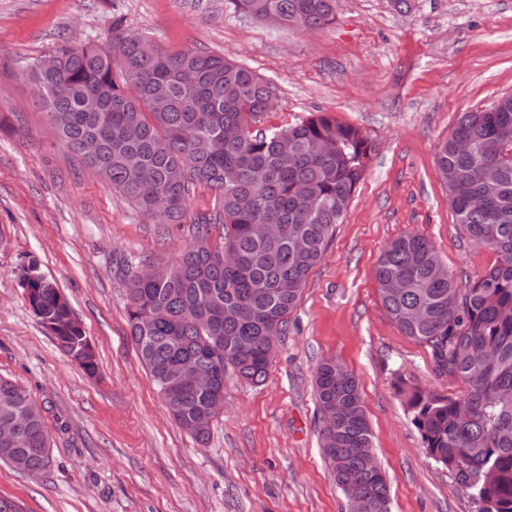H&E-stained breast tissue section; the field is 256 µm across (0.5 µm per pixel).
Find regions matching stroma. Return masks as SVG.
Wrapping results in <instances>:
<instances>
[{
	"label": "stroma",
	"mask_w": 512,
	"mask_h": 512,
	"mask_svg": "<svg viewBox=\"0 0 512 512\" xmlns=\"http://www.w3.org/2000/svg\"><path fill=\"white\" fill-rule=\"evenodd\" d=\"M170 50L230 56L269 81L259 129L331 112L372 140L371 163L310 273L258 385L224 373V407L200 446L169 416L129 337L125 283L142 260H174L214 194L155 224L48 127L30 72L63 45L101 43L113 23ZM512 94V0H336L324 28L263 23L229 0H0V377L41 407L51 436L38 474L0 462V512H347L325 466L315 369L357 380L389 485L390 512H476L434 462L405 406L435 372L379 299L374 269L395 238L429 239L461 284L497 261L448 205L440 144L459 113ZM56 282L91 341L88 375L41 325L20 284L29 261Z\"/></svg>",
	"instance_id": "35a3bbf8"
}]
</instances>
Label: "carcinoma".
Returning a JSON list of instances; mask_svg holds the SVG:
<instances>
[{
	"label": "carcinoma",
	"instance_id": "obj_1",
	"mask_svg": "<svg viewBox=\"0 0 512 512\" xmlns=\"http://www.w3.org/2000/svg\"><path fill=\"white\" fill-rule=\"evenodd\" d=\"M258 21L321 28L336 0H231ZM52 71L32 69L54 133L106 183L156 224H180L196 185L215 192L212 212L164 280L126 283L130 339L171 417L199 444L224 375L212 392L177 376L192 363L233 368L253 383L269 366L267 340L288 324L311 270L323 259L374 152L357 126L328 112L266 132L270 83L211 52L168 50L115 24L104 45H66ZM70 85L58 98L53 89ZM469 144L461 153L456 141ZM437 165L462 232L498 254L466 288L426 238L402 235L381 254L374 276L389 318L430 349L435 370L464 387L460 395L413 391L407 409L427 454L469 486L477 512H512V103L459 114ZM496 171L494 183L481 168ZM149 184L154 197L140 195ZM221 226L212 236L210 225ZM21 286L42 326L86 373L93 347L67 297L32 260ZM324 460L347 500L363 512H389L387 482L355 377L335 358L315 373ZM0 461L39 471L51 438L41 408L0 377Z\"/></svg>",
	"mask_w": 512,
	"mask_h": 512
}]
</instances>
